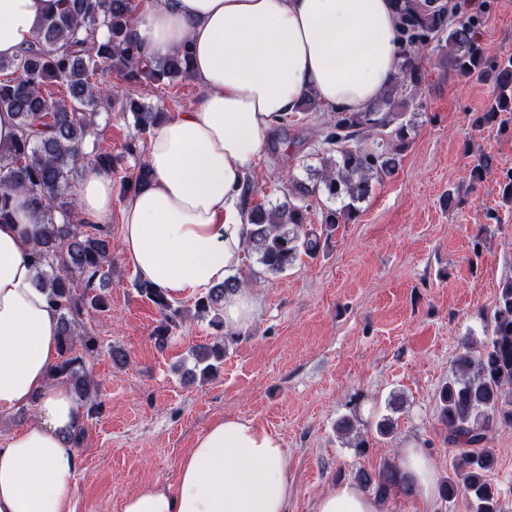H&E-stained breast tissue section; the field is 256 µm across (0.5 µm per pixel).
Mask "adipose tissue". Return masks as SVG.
Instances as JSON below:
<instances>
[{
	"label": "adipose tissue",
	"instance_id": "obj_1",
	"mask_svg": "<svg viewBox=\"0 0 512 512\" xmlns=\"http://www.w3.org/2000/svg\"><path fill=\"white\" fill-rule=\"evenodd\" d=\"M55 0H0V57L34 39ZM400 15L393 0H154L132 28L147 58L191 43L203 95L154 129L146 162L151 185L116 202L111 173L86 164L80 217L121 216L120 254L169 299L207 292L235 276L249 226L243 180L265 153L272 126L313 95L333 112H364L397 73ZM13 223L0 224V412L35 406L36 418L0 445V512H72L83 411L52 382L58 313L36 283L31 249L39 216L15 196ZM402 471L433 499L437 473L419 447ZM291 486L281 439L252 421H213L179 461L175 485L129 494L122 512H286ZM315 512H384L345 483Z\"/></svg>",
	"mask_w": 512,
	"mask_h": 512
}]
</instances>
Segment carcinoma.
<instances>
[{
  "label": "carcinoma",
  "instance_id": "cac0c4a2",
  "mask_svg": "<svg viewBox=\"0 0 512 512\" xmlns=\"http://www.w3.org/2000/svg\"><path fill=\"white\" fill-rule=\"evenodd\" d=\"M399 2L398 71L375 107L333 113L322 136L326 148L321 167L306 181L292 180L285 202L270 208L253 204L255 184L245 178L242 196L251 224L247 252L256 257L261 273L281 275L301 256L319 253L322 235L307 227L308 199L322 194L343 201L341 208L322 213L321 231L329 234L352 219L356 204L370 195L373 182L395 171L414 128L406 108L409 88L422 80L416 56L431 39L445 43L442 61L452 71L494 81L495 97L479 121L493 122L500 113L512 112V58H489L472 25L448 21V8L438 0ZM138 8L136 0H58L34 41L15 57L0 58V73L10 71V77L0 78V109L13 113L19 129L11 153L0 155V224L12 221L14 195L20 191L42 216L31 257L39 267L41 287L59 312V361L50 379L66 385L90 415L103 407L89 366V360L99 354V344L82 330V324L89 311H108V300L97 285L112 274V238L104 225L78 218L72 179L80 163L89 158L103 170L117 171L119 158L112 152L96 147L90 155L85 152V145L98 137V106L112 94L102 76L115 73L130 83L147 82L156 90L173 88L191 76L192 53L187 44L163 60L146 59L131 35ZM102 27L110 33L106 42L97 39ZM52 84L65 87L67 95L56 99L47 94ZM126 108L141 137L167 117L134 98L128 99ZM149 182L150 170L143 162L121 181V193H135ZM136 286L161 314L153 339L164 348L185 311L149 284L140 281ZM243 286L237 276L224 280L196 298L194 315L210 318V324L222 330L224 295ZM492 319L491 338L478 354L465 351L455 358L452 376L437 398L448 441L460 448L458 462L453 464L456 478H446L439 492L445 499L465 494L472 512H500L498 490L488 479L495 456L484 443L493 427L512 429V278L499 288ZM77 343L82 346L79 353ZM193 356L191 377L210 379L224 363L223 338L197 347ZM336 432L354 441L353 447H364L354 418L341 417ZM354 479L383 503L395 492L415 493L414 483L393 462L376 471L360 469Z\"/></svg>",
  "mask_w": 512,
  "mask_h": 512
}]
</instances>
